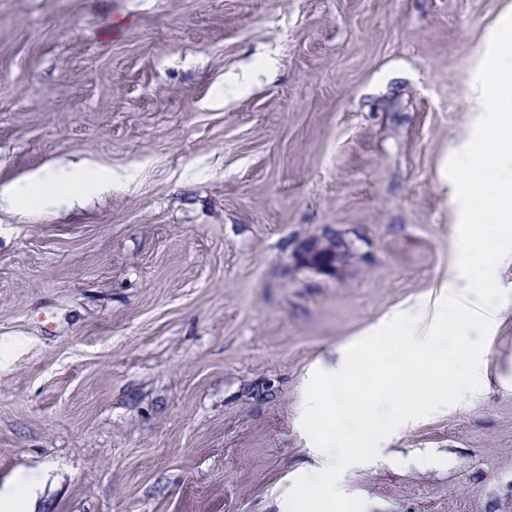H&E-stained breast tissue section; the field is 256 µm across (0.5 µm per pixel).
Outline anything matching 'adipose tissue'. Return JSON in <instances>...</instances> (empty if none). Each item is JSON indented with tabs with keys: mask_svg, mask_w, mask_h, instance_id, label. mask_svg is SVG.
Here are the masks:
<instances>
[{
	"mask_svg": "<svg viewBox=\"0 0 512 512\" xmlns=\"http://www.w3.org/2000/svg\"><path fill=\"white\" fill-rule=\"evenodd\" d=\"M486 51L492 65H478L467 95V109L474 112L476 130L466 131L457 148L460 175L467 187L463 204L476 224H494L499 235L493 239H470L468 248L479 261L488 265L512 263V29L495 32ZM95 176L110 184L112 171L95 163L81 162L69 168L50 166L29 174L24 182L0 188V211L19 212L31 205L57 207L67 195L78 189L85 176ZM453 309L458 320L492 323L498 320V303L478 279L449 271L434 291L429 306H411L385 316L381 326L406 323L418 346L412 360L397 372L395 381L407 387L420 379L447 386V398L418 405L414 398H404L399 410L384 416L370 411L364 426L378 436L398 433L412 422L417 413H447L458 402L474 395V384L453 383L448 375V351L435 343L439 334L451 326L444 319L445 309ZM381 326L371 327L354 340L342 343V360L338 366L321 368L310 389L302 396L299 412L303 422L325 417L327 411L345 414L348 408L349 367L356 356L378 337Z\"/></svg>",
	"mask_w": 512,
	"mask_h": 512,
	"instance_id": "ef3b65f1",
	"label": "adipose tissue"
}]
</instances>
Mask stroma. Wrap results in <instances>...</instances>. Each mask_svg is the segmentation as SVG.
Here are the masks:
<instances>
[{"instance_id":"1","label":"stroma","mask_w":512,"mask_h":512,"mask_svg":"<svg viewBox=\"0 0 512 512\" xmlns=\"http://www.w3.org/2000/svg\"><path fill=\"white\" fill-rule=\"evenodd\" d=\"M512 0H0V185L48 164L119 172L72 205L0 213V485L30 512H287L315 463L296 422L315 361L466 275L448 188L487 28ZM354 240L341 279L295 267ZM496 332L453 330L490 387L358 465L407 329L352 364L322 445L331 506L512 512V265Z\"/></svg>"}]
</instances>
